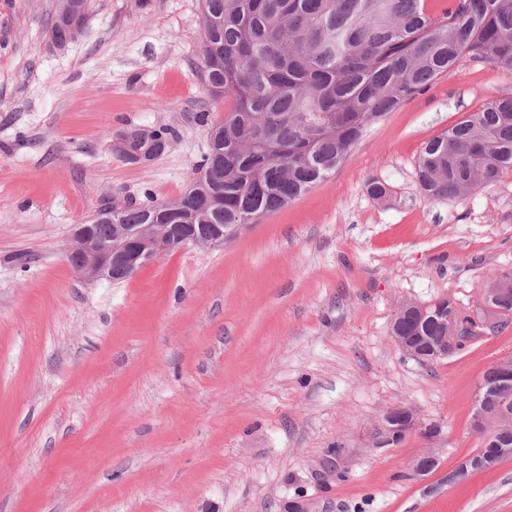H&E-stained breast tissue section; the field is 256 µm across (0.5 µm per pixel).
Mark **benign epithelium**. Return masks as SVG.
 Listing matches in <instances>:
<instances>
[{"mask_svg": "<svg viewBox=\"0 0 512 512\" xmlns=\"http://www.w3.org/2000/svg\"><path fill=\"white\" fill-rule=\"evenodd\" d=\"M191 245V241L170 235L167 226L155 228L150 224L128 227L115 225L114 236L103 243L92 235L90 225L77 224L73 231V240L67 250L66 257L71 267L81 278L88 282L100 279H112V274L120 273L123 278H130L153 260ZM512 297V278L503 276L487 283L482 289L478 306L469 313V332L477 337L489 334L504 323H512V309L501 305V302ZM435 308L434 314L443 317L447 312L459 311L456 302L450 297H442L428 304L414 301L400 303L392 319V338L401 351L410 359L423 362L429 357H444L448 350L454 348L459 339L460 329L452 325L443 336H427L420 339L416 336H400L398 331L403 323L414 317L417 312H425L427 308ZM497 394L501 400L512 395V358L507 356L493 363L488 372L479 381L472 408L474 430L488 438L494 437L502 423L512 420V410L507 405L495 411L487 409L490 394ZM416 417L409 407H395L383 418V432L387 440L395 441L406 427L415 424ZM438 464L433 451L428 450L413 463V470L419 476L428 475ZM484 463L464 458L459 461L450 473L448 480L465 481Z\"/></svg>", "mask_w": 512, "mask_h": 512, "instance_id": "7a95c632", "label": "benign epithelium"}]
</instances>
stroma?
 Instances as JSON below:
<instances>
[{"label": "stroma", "mask_w": 512, "mask_h": 512, "mask_svg": "<svg viewBox=\"0 0 512 512\" xmlns=\"http://www.w3.org/2000/svg\"><path fill=\"white\" fill-rule=\"evenodd\" d=\"M55 5L0 0V512H512V459L447 481L481 446L471 408L512 327L431 366L391 338L401 301L469 312L512 276V170L461 201L417 179L425 144L512 74L462 59L235 240L87 282L73 226L181 195L207 149L196 115L224 101L198 77L199 0H91L62 51ZM160 125L177 138L148 166L113 153L118 131ZM396 406L417 423L389 443Z\"/></svg>", "instance_id": "35a3bbf8"}]
</instances>
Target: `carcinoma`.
Masks as SVG:
<instances>
[{"instance_id":"cac0c4a2","label":"carcinoma","mask_w":512,"mask_h":512,"mask_svg":"<svg viewBox=\"0 0 512 512\" xmlns=\"http://www.w3.org/2000/svg\"><path fill=\"white\" fill-rule=\"evenodd\" d=\"M58 0L50 35L62 46L80 31L65 21L75 5ZM199 74L224 98L211 125L195 190L175 200L112 206L95 215L108 241L116 224H257L323 181L374 122L425 93L461 58L512 74V0H202ZM132 154L171 146L165 125L122 132ZM512 169V88L424 147L418 181L432 199H463ZM408 331L440 335L431 319Z\"/></svg>"}]
</instances>
